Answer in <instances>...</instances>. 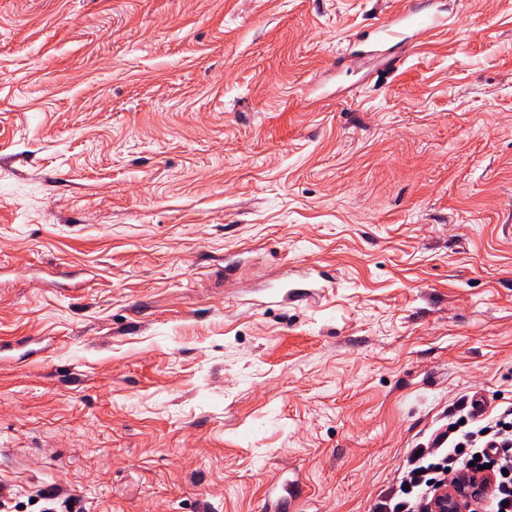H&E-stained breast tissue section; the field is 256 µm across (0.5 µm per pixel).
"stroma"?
Here are the masks:
<instances>
[{
  "mask_svg": "<svg viewBox=\"0 0 512 512\" xmlns=\"http://www.w3.org/2000/svg\"><path fill=\"white\" fill-rule=\"evenodd\" d=\"M0 0V489L377 512L512 405V0ZM447 27V17L436 13L424 12L423 8L404 7L394 10L387 20L378 25L374 34L381 40L391 41L403 37V43L413 40L423 32H436ZM405 31L411 35H407Z\"/></svg>",
  "mask_w": 512,
  "mask_h": 512,
  "instance_id": "stroma-1",
  "label": "stroma"
}]
</instances>
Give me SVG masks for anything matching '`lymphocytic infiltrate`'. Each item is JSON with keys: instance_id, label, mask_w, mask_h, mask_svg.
I'll return each instance as SVG.
<instances>
[{"instance_id": "1", "label": "lymphocytic infiltrate", "mask_w": 512, "mask_h": 512, "mask_svg": "<svg viewBox=\"0 0 512 512\" xmlns=\"http://www.w3.org/2000/svg\"><path fill=\"white\" fill-rule=\"evenodd\" d=\"M472 429L451 423L435 434L428 448L414 449L396 498L383 512H424L436 484L469 470L471 462L490 466L495 484L487 496L486 512H512V408L495 416L476 415Z\"/></svg>"}]
</instances>
